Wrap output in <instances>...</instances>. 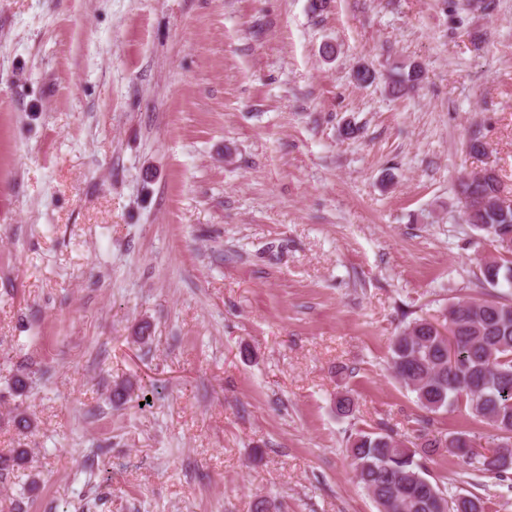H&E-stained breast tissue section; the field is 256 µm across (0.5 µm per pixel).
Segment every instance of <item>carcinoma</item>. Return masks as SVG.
Masks as SVG:
<instances>
[{"instance_id": "obj_1", "label": "carcinoma", "mask_w": 512, "mask_h": 512, "mask_svg": "<svg viewBox=\"0 0 512 512\" xmlns=\"http://www.w3.org/2000/svg\"><path fill=\"white\" fill-rule=\"evenodd\" d=\"M421 79L422 70L412 64L392 92L410 90ZM502 192L497 173L470 175L459 183L466 222L491 235L498 252L481 266L483 282L495 289L504 281L511 290L450 304L446 337L431 320L415 318L389 347L395 379L414 394L421 410L436 414L464 406L490 432L442 437L424 425L409 445L389 432L350 435L347 453L355 479L378 512H485L482 497L450 494L430 479L428 464L444 448L482 474L512 480V240L504 243L497 232L501 224L512 225V211L497 206Z\"/></svg>"}]
</instances>
